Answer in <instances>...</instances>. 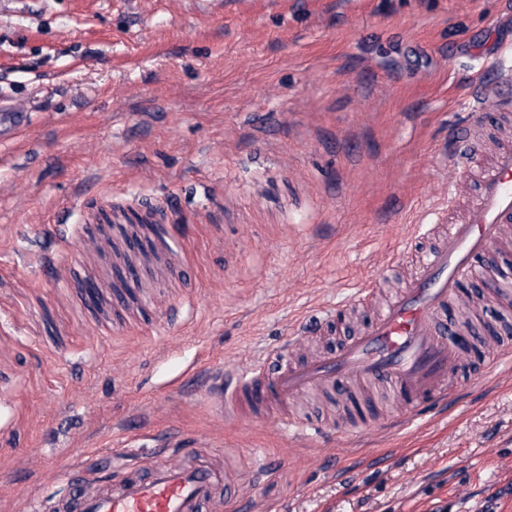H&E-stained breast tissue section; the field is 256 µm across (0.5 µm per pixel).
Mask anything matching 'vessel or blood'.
Wrapping results in <instances>:
<instances>
[{"instance_id":"vessel-or-blood-1","label":"vessel or blood","mask_w":512,"mask_h":512,"mask_svg":"<svg viewBox=\"0 0 512 512\" xmlns=\"http://www.w3.org/2000/svg\"><path fill=\"white\" fill-rule=\"evenodd\" d=\"M437 218L447 221V235L365 330L302 362L285 363L283 344L263 361L232 373L214 370L211 399L235 416L246 405L259 413L325 391L339 396L350 412L340 424L347 434L361 431L376 412L395 427L456 405L459 394L448 378L470 338L453 312L462 282L478 274L503 225L512 223V148L496 154L463 217L451 220L441 211ZM384 401L395 407V415L381 414ZM231 488L223 459L192 448L174 468L158 452L143 468L95 477L73 471L65 491L50 500L35 499L33 512H215L231 500Z\"/></svg>"}]
</instances>
